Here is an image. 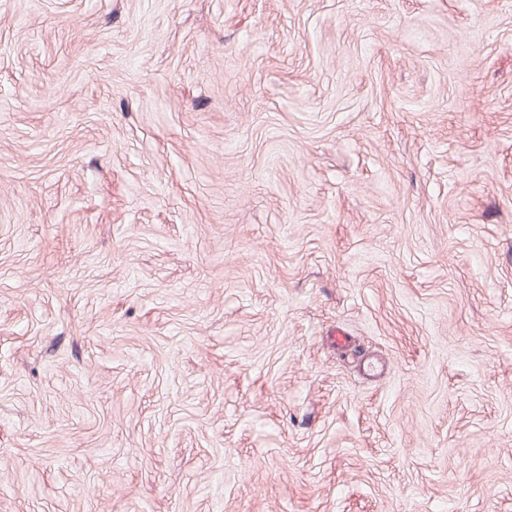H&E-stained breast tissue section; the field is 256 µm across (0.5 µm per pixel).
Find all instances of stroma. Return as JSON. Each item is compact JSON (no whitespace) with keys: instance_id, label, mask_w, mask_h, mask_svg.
<instances>
[{"instance_id":"stroma-1","label":"stroma","mask_w":512,"mask_h":512,"mask_svg":"<svg viewBox=\"0 0 512 512\" xmlns=\"http://www.w3.org/2000/svg\"><path fill=\"white\" fill-rule=\"evenodd\" d=\"M0 512H512V0H0Z\"/></svg>"}]
</instances>
